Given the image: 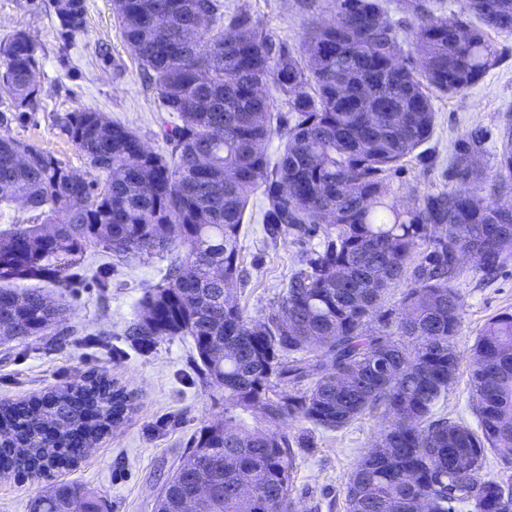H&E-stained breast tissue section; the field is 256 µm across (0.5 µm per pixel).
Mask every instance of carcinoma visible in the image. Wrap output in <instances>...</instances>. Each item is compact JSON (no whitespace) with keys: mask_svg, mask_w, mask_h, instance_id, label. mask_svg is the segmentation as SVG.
I'll return each mask as SVG.
<instances>
[{"mask_svg":"<svg viewBox=\"0 0 512 512\" xmlns=\"http://www.w3.org/2000/svg\"><path fill=\"white\" fill-rule=\"evenodd\" d=\"M65 32L84 26L80 0H57ZM336 27L307 28L292 45L224 0H123L115 15L160 109L165 155L90 108L66 133L89 171L78 175L51 152L0 135V212L25 198L27 216L0 225V337L40 334L63 308L38 289L15 305L19 280L69 287L86 254L150 255L172 245L183 258L146 290L127 329L149 350L192 337L206 382L224 389V421L201 430L162 490L157 512H183L197 478L212 485L205 512H290L295 455L271 429L296 415L340 430L381 407L393 416L385 451L363 456L346 483V512H506L512 480L484 478L486 454L512 456V313L492 317L470 350L479 430L435 408L454 381L461 324L457 254L484 269L512 251V200L484 202L470 131L448 165L446 191L393 197L388 174L421 151L433 98L474 85L499 64L489 33L512 32V0H461L464 21L431 0H402L419 56L404 54L383 0H328ZM36 48L22 31L0 41V90L34 105ZM280 140L272 160L264 144ZM512 179V129L497 155ZM275 239L323 233L288 280L279 309L263 319L237 301L246 272L239 236L252 196ZM428 251L413 263L419 243ZM411 272L400 336L368 330L384 293ZM293 388L288 393L279 386ZM130 395L102 374L81 376L31 401L0 403V472L49 476L132 410ZM23 448L24 453L17 452ZM29 512H99L69 482L33 499Z\"/></svg>","mask_w":512,"mask_h":512,"instance_id":"1","label":"carcinoma"}]
</instances>
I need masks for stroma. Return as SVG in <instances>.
Instances as JSON below:
<instances>
[{"label":"stroma","instance_id":"35a3bbf8","mask_svg":"<svg viewBox=\"0 0 512 512\" xmlns=\"http://www.w3.org/2000/svg\"><path fill=\"white\" fill-rule=\"evenodd\" d=\"M56 0H0V41L25 32L36 47L39 101L30 110L14 107L0 95V134L33 143L82 174L85 161L64 131L71 112L87 107L133 129L148 149L163 153L156 95L143 79L141 65L125 43L113 0H82L86 24L75 42H66L56 16ZM245 6L275 37L299 42L308 19L324 20L327 11L307 14L300 0H224ZM503 61L469 90L435 96L434 132L427 144L430 165L408 157L387 177L395 196L407 190L436 193L448 187V161L457 143L474 128L486 134L478 157L491 198L501 177L496 166L500 138L512 127V33L493 35ZM260 197H253L250 221L240 231L239 248L248 281L238 298L250 316L275 311L282 288L314 240L286 233L269 239L260 222ZM169 256L160 253L125 261H108L92 253L77 287L51 289L66 316L41 335L0 342V402H16L65 386L90 373H103L132 393L135 406L74 467L52 476L20 481L0 476V512H28L31 500L56 480H67L97 497L102 512H154L160 489L189 453L205 426L224 417V391L201 377L191 337L159 341L150 350L132 346L125 330L140 312L146 288L161 283ZM111 266L108 280L99 270ZM456 282L461 299V326L453 345L460 355L456 378L436 412L476 425L470 386V350L487 321L512 312V253L494 273L483 272L471 258L461 262ZM384 412H369L339 431L315 428L299 417L275 423L295 452L291 498L295 512H345L348 477L389 428Z\"/></svg>","mask_w":512,"mask_h":512}]
</instances>
